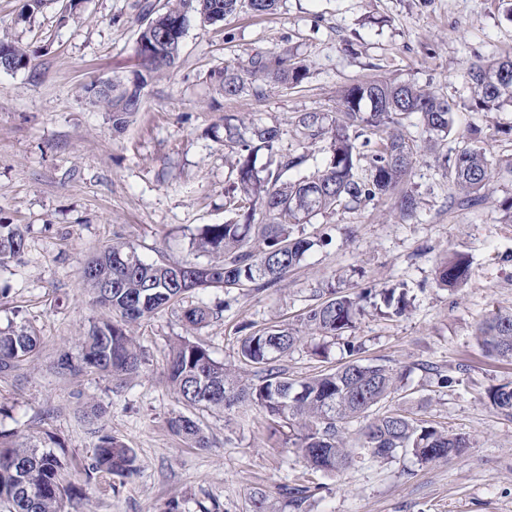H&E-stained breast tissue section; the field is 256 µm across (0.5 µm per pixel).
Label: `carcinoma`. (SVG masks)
I'll list each match as a JSON object with an SVG mask.
<instances>
[{"label":"carcinoma","mask_w":512,"mask_h":512,"mask_svg":"<svg viewBox=\"0 0 512 512\" xmlns=\"http://www.w3.org/2000/svg\"><path fill=\"white\" fill-rule=\"evenodd\" d=\"M279 0H167L160 10L154 4L141 6L140 44H159L150 57L138 61V69L124 79L91 83L84 92L92 102L112 113V128L123 130L139 111L142 91L149 80L173 66L190 18L214 24L248 6L255 13H271ZM0 58L14 72L27 68L31 56L14 42L0 39ZM308 69L286 54H260L245 65H227L212 75L232 99L250 87L263 94L257 81L297 86ZM463 80L473 94V111L496 112L512 104V57L477 59L463 71ZM339 116L327 118L311 113L295 117L296 132L316 144L325 143L323 170L311 177L290 181L284 176L301 168L307 155L279 156L275 167L259 174L255 167L261 151L275 152L280 139L277 126L237 125L224 121V144L236 154L237 181L228 190L234 218L222 224H203L190 239L191 247L212 259L199 265L185 260H147L127 242L114 241L80 268V278L93 295L96 306L108 318L93 326L82 339L78 363L65 366L77 371H100L114 377L139 372L142 355L131 334V325L184 299L194 290L222 288L265 291L303 259L313 243L294 235V227L338 208L354 209L379 200L399 189L410 175L421 152L417 140L405 132V121L416 115L429 136L448 135L452 130V104L448 99L413 82L381 79L360 81L341 96ZM482 129L446 163L455 191L466 203L475 204L492 179L490 162L479 146ZM402 217H416L419 201L408 191L398 196ZM266 217L253 223L256 212ZM26 248L20 225L0 224V268ZM440 286L462 288L470 280V260L455 251L436 271ZM384 306L397 315L408 308L405 293L396 289L380 292ZM368 293L332 292L309 307L302 318L304 329L271 325L240 341L239 357L250 367L244 378L215 361L207 345L179 338L170 347L167 383L179 401L194 410L226 411L248 405L265 413L269 427L296 430L294 445L314 471L341 472L355 462L344 431L362 418V449L370 458L388 461L411 453L422 462L448 459L469 447L462 434L441 430L412 417L389 411L368 418L372 408L398 390L401 375L381 364H364L354 355L359 348L347 346L350 360L314 377H288L280 360L304 339L307 329L321 336H340L353 327ZM219 316L206 305L182 310V321L202 327ZM477 336L484 352L495 359L512 360V313L495 312L479 326ZM38 339L20 327L0 331V373L16 371L36 353ZM491 405L512 416V386L501 385L487 392ZM171 431L195 448L210 446L199 420L180 414L169 421ZM138 470L134 449L112 435L99 437L87 478L110 476L124 480ZM74 496L66 480L65 465L52 451L34 440L16 441L0 433V506L6 512H64V503Z\"/></svg>","instance_id":"obj_1"}]
</instances>
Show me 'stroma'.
<instances>
[{"label":"stroma","mask_w":512,"mask_h":512,"mask_svg":"<svg viewBox=\"0 0 512 512\" xmlns=\"http://www.w3.org/2000/svg\"><path fill=\"white\" fill-rule=\"evenodd\" d=\"M140 0H43L20 21L25 0H0V38L19 41L32 68L0 71V224L27 227L23 254L0 268V328L26 326L38 339L35 357L0 374V431L54 439L57 455L82 492L75 512H251L262 492L277 512H512V418L488 402V389L512 384V361L487 357L476 330L490 313L512 312V219L501 204L512 197V106L472 111L462 78L466 64L512 55V22L503 0H280L258 15L242 8L224 21L191 22L176 63L144 91L139 112L122 133L107 112L79 94L98 79L136 67ZM294 53L309 67L297 87L264 84L228 99L210 75L258 53ZM410 81L435 90L453 106V129L432 152H421L405 185L420 200L416 219L399 215L395 197L353 210L337 209L296 226L313 248L275 286L241 292L222 316L187 330L183 306L223 303L220 288L196 290L133 328L143 361L137 375L116 379L72 373L81 336L103 316L83 288L79 269L115 241L148 259L207 263L190 235L229 219L224 189L236 178L235 157L214 126L232 115L244 123L277 125L280 153L307 155L304 176L326 154L296 134L304 112L337 113L340 89L368 78ZM493 178L478 205L451 199L445 159L473 125ZM468 255V285H438L436 269L450 250ZM357 293L397 288L410 302L401 315L372 302L344 335L307 336L283 363L295 379L346 360L347 344L363 360L404 372L406 386L377 407L402 410L469 437L450 459L428 463L409 453L376 462L358 456L328 475L307 469L295 448L270 437L263 412L249 406L199 415L211 445L192 448L168 422L184 405L165 382L170 344L206 342L216 361L239 367L238 329L298 324L328 286ZM451 378L442 387L438 376ZM137 454L136 474L117 482L86 480L103 434ZM312 487L289 506L282 486Z\"/></svg>","instance_id":"1"}]
</instances>
